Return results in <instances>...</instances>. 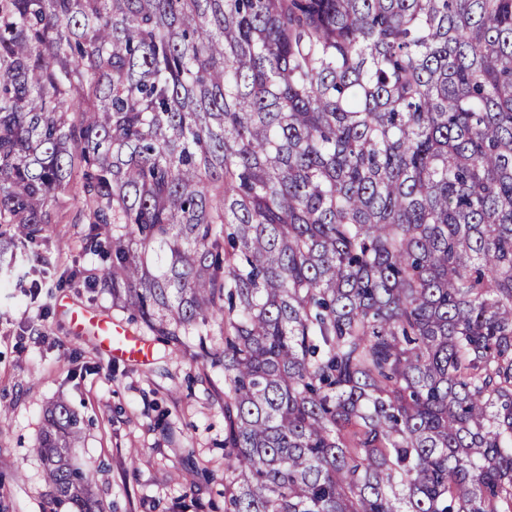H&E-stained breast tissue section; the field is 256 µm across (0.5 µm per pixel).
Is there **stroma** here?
Masks as SVG:
<instances>
[{
	"label": "stroma",
	"mask_w": 512,
	"mask_h": 512,
	"mask_svg": "<svg viewBox=\"0 0 512 512\" xmlns=\"http://www.w3.org/2000/svg\"><path fill=\"white\" fill-rule=\"evenodd\" d=\"M73 191L47 225L58 268L98 269L82 254L84 224ZM111 320L151 347L148 365L111 359L73 331L70 312ZM64 399L85 419L73 456L96 466L93 491L106 512H224V488L189 492L192 468L224 472V375L173 352L111 296L86 288H45L37 300L0 289V512H49L43 464L34 451L46 408ZM170 427L175 442L162 436Z\"/></svg>",
	"instance_id": "35a3bbf8"
}]
</instances>
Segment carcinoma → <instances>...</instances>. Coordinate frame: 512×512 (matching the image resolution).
Segmentation results:
<instances>
[{"mask_svg":"<svg viewBox=\"0 0 512 512\" xmlns=\"http://www.w3.org/2000/svg\"><path fill=\"white\" fill-rule=\"evenodd\" d=\"M19 253L224 373L227 512H512V0H0ZM83 429L50 512H102ZM74 194L73 190L59 194V204L64 206V210L55 218V223L46 226L45 234L52 242L50 256L60 271L77 264L96 272L100 268L96 257L81 253L80 240L85 224L77 219L80 209L73 200Z\"/></svg>","mask_w":512,"mask_h":512,"instance_id":"cac0c4a2","label":"carcinoma"}]
</instances>
